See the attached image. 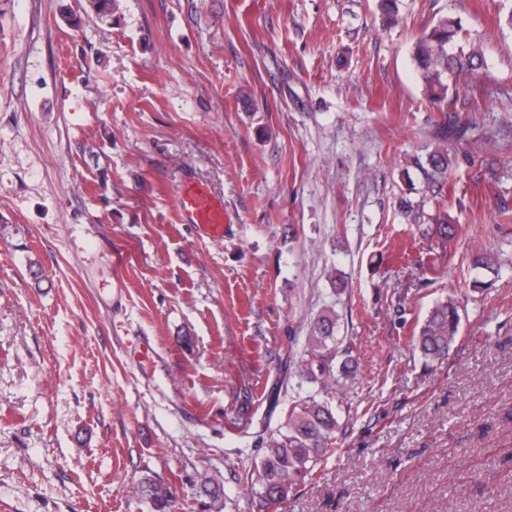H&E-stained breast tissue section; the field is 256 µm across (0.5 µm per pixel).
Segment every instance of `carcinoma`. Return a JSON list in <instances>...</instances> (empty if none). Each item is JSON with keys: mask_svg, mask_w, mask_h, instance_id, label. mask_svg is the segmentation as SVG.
<instances>
[{"mask_svg": "<svg viewBox=\"0 0 512 512\" xmlns=\"http://www.w3.org/2000/svg\"><path fill=\"white\" fill-rule=\"evenodd\" d=\"M117 6V0H88V7L102 21L112 19ZM463 33L460 19L441 17L413 44L412 58L424 94L433 102H448L450 81L471 77L482 66L479 49L463 41ZM417 165L428 181L441 183L447 178L448 151L435 150L425 161H417ZM432 220L435 245L445 254L448 239L457 234V228L448 223L446 212ZM461 320L460 305L454 298L447 297L433 305L413 336L425 361L435 362L448 356L458 339ZM337 321L335 309L321 311L311 321L298 357H289V364H297V377L312 389L289 407L285 421L262 441L261 462L250 477V493L259 512L282 509L321 463L336 452L340 423L334 401L346 395L359 375L353 348L336 336ZM137 492L150 504L151 512H169L171 495L167 487L143 481ZM200 493L204 497L201 512H221V483L206 476Z\"/></svg>", "mask_w": 512, "mask_h": 512, "instance_id": "cac0c4a2", "label": "carcinoma"}]
</instances>
